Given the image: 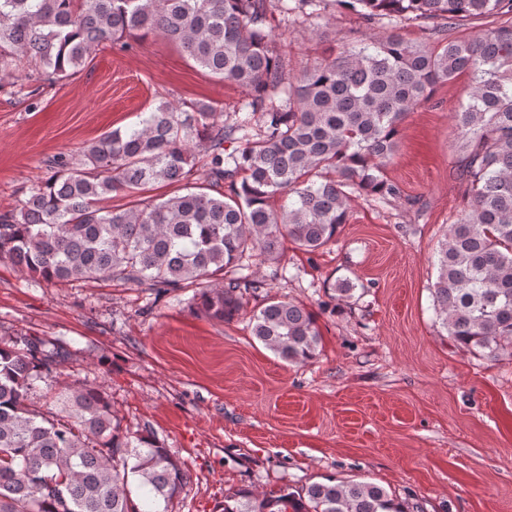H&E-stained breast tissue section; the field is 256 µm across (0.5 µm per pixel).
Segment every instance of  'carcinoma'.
Listing matches in <instances>:
<instances>
[{
    "mask_svg": "<svg viewBox=\"0 0 512 512\" xmlns=\"http://www.w3.org/2000/svg\"><path fill=\"white\" fill-rule=\"evenodd\" d=\"M332 0H0V73L27 97L84 70L102 45L161 37L215 79L246 91L226 125L212 102L161 101L68 156L0 212V256L45 282L120 279L160 293L213 282L257 252L280 261L284 240L314 254L348 221L354 192L401 198L384 169L407 114L439 84L470 76L453 113L455 175L465 204L437 252L436 317L461 348L496 358L512 348V24L445 38L435 47L396 33L350 43L286 76L269 16L321 20ZM368 25L512 16V0H338ZM231 144L225 148L224 144ZM208 179L166 199L107 210L110 194L189 180L198 153ZM283 203L274 208L271 201ZM252 275L202 291L199 309L228 321ZM251 335L282 360L319 355L322 337L302 304L277 300ZM66 352L38 336L0 341V512H160L189 479L151 434L128 435L99 387L72 388L46 415L28 401ZM220 512H406L379 485L327 476L224 498Z\"/></svg>",
    "mask_w": 512,
    "mask_h": 512,
    "instance_id": "obj_1",
    "label": "carcinoma"
}]
</instances>
